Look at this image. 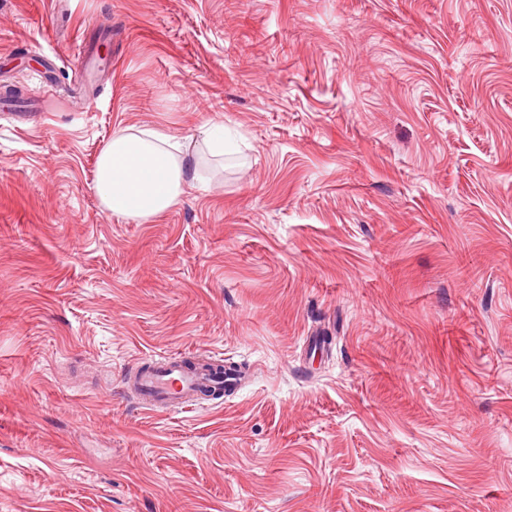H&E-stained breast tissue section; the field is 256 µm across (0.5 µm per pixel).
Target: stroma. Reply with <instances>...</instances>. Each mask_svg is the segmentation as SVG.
Masks as SVG:
<instances>
[{"label":"stroma","mask_w":512,"mask_h":512,"mask_svg":"<svg viewBox=\"0 0 512 512\" xmlns=\"http://www.w3.org/2000/svg\"><path fill=\"white\" fill-rule=\"evenodd\" d=\"M7 86L0 512H512V0H0ZM131 127L200 159L147 223ZM176 353L248 377L138 405ZM159 129L119 130L101 152L94 191L107 212L149 222L175 206L196 159Z\"/></svg>","instance_id":"obj_1"}]
</instances>
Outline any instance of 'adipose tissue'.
Wrapping results in <instances>:
<instances>
[{
    "mask_svg": "<svg viewBox=\"0 0 512 512\" xmlns=\"http://www.w3.org/2000/svg\"><path fill=\"white\" fill-rule=\"evenodd\" d=\"M191 166L176 137L120 130L98 158L94 191L107 212L148 222L179 202Z\"/></svg>",
    "mask_w": 512,
    "mask_h": 512,
    "instance_id": "ef3b65f1",
    "label": "adipose tissue"
}]
</instances>
